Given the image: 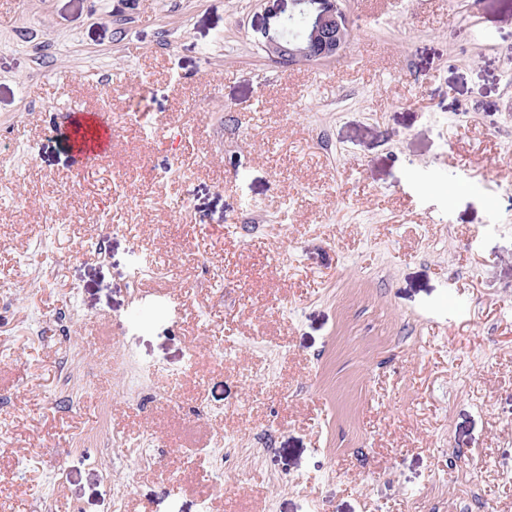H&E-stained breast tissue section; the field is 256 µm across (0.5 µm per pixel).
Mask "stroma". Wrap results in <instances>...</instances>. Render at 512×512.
I'll return each instance as SVG.
<instances>
[{
    "label": "stroma",
    "mask_w": 512,
    "mask_h": 512,
    "mask_svg": "<svg viewBox=\"0 0 512 512\" xmlns=\"http://www.w3.org/2000/svg\"><path fill=\"white\" fill-rule=\"evenodd\" d=\"M347 14L0 0V512H512V0ZM291 1L296 12L284 17L279 8L280 0H265L269 5L265 8L266 18L260 31L261 48L268 58L288 61V67H292L331 62L341 57L348 47L351 33L345 1ZM297 14H304L309 20L299 36L290 38L285 25L288 18ZM79 119L82 123L96 127L98 134L94 140H89L87 147L77 148L74 153L75 164L82 170L89 166L90 161L105 156L112 145V124H106L101 120L99 113H74L73 120ZM72 120V121H73Z\"/></svg>",
    "instance_id": "35a3bbf8"
}]
</instances>
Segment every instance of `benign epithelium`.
Masks as SVG:
<instances>
[{"label":"benign epithelium","mask_w":512,"mask_h":512,"mask_svg":"<svg viewBox=\"0 0 512 512\" xmlns=\"http://www.w3.org/2000/svg\"><path fill=\"white\" fill-rule=\"evenodd\" d=\"M266 18L261 27V48L268 58L294 65L331 62L343 55L349 44L350 20L344 0H292L294 11L308 16L296 37H288L280 0H265Z\"/></svg>","instance_id":"obj_1"}]
</instances>
